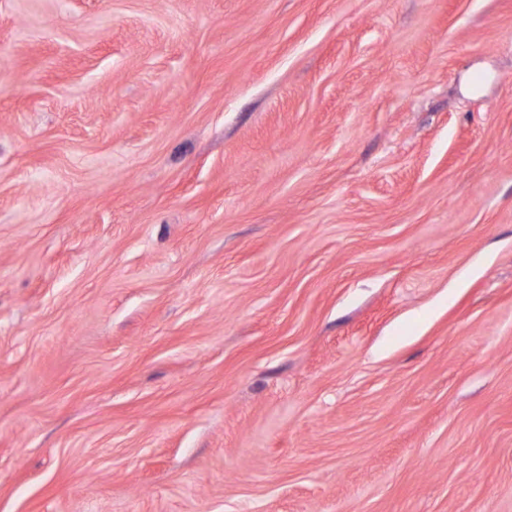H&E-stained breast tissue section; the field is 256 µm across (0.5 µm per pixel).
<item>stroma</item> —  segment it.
Segmentation results:
<instances>
[{
    "label": "stroma",
    "instance_id": "35a3bbf8",
    "mask_svg": "<svg viewBox=\"0 0 512 512\" xmlns=\"http://www.w3.org/2000/svg\"><path fill=\"white\" fill-rule=\"evenodd\" d=\"M0 512H512V0H0Z\"/></svg>",
    "mask_w": 512,
    "mask_h": 512
}]
</instances>
